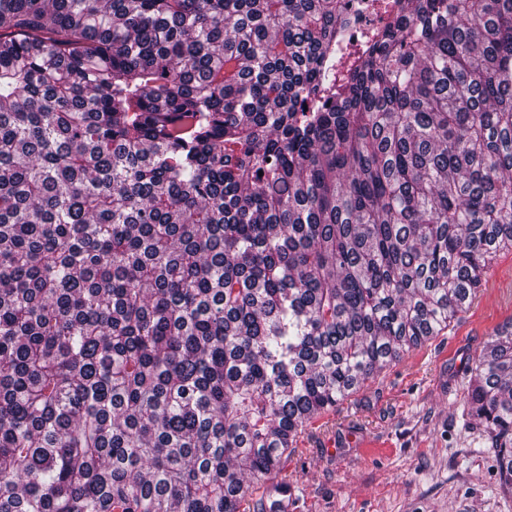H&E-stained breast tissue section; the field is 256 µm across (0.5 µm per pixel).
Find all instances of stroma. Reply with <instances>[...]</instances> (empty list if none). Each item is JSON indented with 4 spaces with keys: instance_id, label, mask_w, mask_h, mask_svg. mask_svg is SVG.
<instances>
[{
    "instance_id": "stroma-1",
    "label": "stroma",
    "mask_w": 512,
    "mask_h": 512,
    "mask_svg": "<svg viewBox=\"0 0 512 512\" xmlns=\"http://www.w3.org/2000/svg\"><path fill=\"white\" fill-rule=\"evenodd\" d=\"M508 322L512 251L444 335L303 430L286 512H512L495 447L465 404L469 361Z\"/></svg>"
}]
</instances>
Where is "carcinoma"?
<instances>
[{
    "mask_svg": "<svg viewBox=\"0 0 512 512\" xmlns=\"http://www.w3.org/2000/svg\"><path fill=\"white\" fill-rule=\"evenodd\" d=\"M0 0V512H283L299 434L512 250V0ZM466 403L512 489V322Z\"/></svg>",
    "mask_w": 512,
    "mask_h": 512,
    "instance_id": "1",
    "label": "carcinoma"
}]
</instances>
